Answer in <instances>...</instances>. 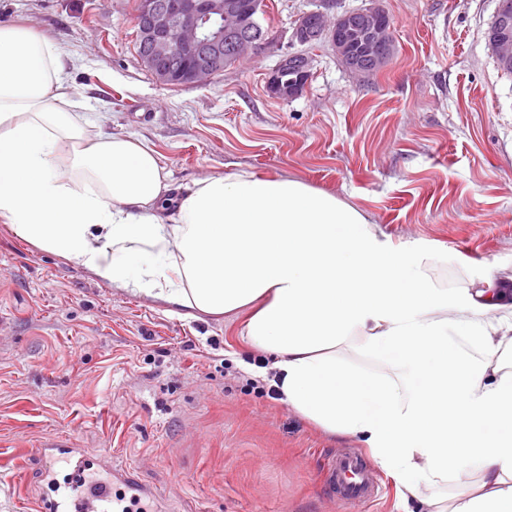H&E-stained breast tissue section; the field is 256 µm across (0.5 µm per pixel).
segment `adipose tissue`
Returning a JSON list of instances; mask_svg holds the SVG:
<instances>
[{"instance_id": "adipose-tissue-1", "label": "adipose tissue", "mask_w": 512, "mask_h": 512, "mask_svg": "<svg viewBox=\"0 0 512 512\" xmlns=\"http://www.w3.org/2000/svg\"><path fill=\"white\" fill-rule=\"evenodd\" d=\"M58 45L0 22V224L191 317L248 312L288 408L353 438L420 512H512V270L448 290L433 252L293 178L174 190L143 140L90 133ZM466 489L446 506L434 489Z\"/></svg>"}]
</instances>
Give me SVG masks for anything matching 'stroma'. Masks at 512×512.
Segmentation results:
<instances>
[{"label": "stroma", "instance_id": "obj_1", "mask_svg": "<svg viewBox=\"0 0 512 512\" xmlns=\"http://www.w3.org/2000/svg\"><path fill=\"white\" fill-rule=\"evenodd\" d=\"M277 41L206 85L167 86L138 61L136 0H0L67 54L92 130L152 145L176 184L242 169L301 180L370 214L393 243L441 253L429 275L464 288L512 268V77L487 43L498 0H339L380 6L396 50L367 77L329 46L293 100L268 73L318 0H266ZM228 317L168 313L0 226V512H37L22 481L60 435L134 467L206 512H406L387 493L346 505L323 482L353 440L322 433L247 383L256 357Z\"/></svg>", "mask_w": 512, "mask_h": 512}]
</instances>
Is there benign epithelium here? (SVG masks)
<instances>
[{"mask_svg":"<svg viewBox=\"0 0 512 512\" xmlns=\"http://www.w3.org/2000/svg\"><path fill=\"white\" fill-rule=\"evenodd\" d=\"M304 15L291 40L313 49L331 47L349 70L369 75L390 59L393 25L378 6L329 19L335 0ZM135 36L140 64L156 80L171 86H202L245 54L275 43L271 29L245 13L240 0H137ZM489 45L504 69L512 67V0H499L488 34ZM313 75V58L304 52L281 57L266 77V90L283 101L303 94Z\"/></svg>","mask_w":512,"mask_h":512,"instance_id":"benign-epithelium-1","label":"benign epithelium"}]
</instances>
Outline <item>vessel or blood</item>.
Returning <instances> with one entry per match:
<instances>
[{"instance_id":"1","label":"vessel or blood","mask_w":512,"mask_h":512,"mask_svg":"<svg viewBox=\"0 0 512 512\" xmlns=\"http://www.w3.org/2000/svg\"><path fill=\"white\" fill-rule=\"evenodd\" d=\"M40 452L45 462L37 483L55 484V467L63 462L70 469V489L38 499V512H185L187 508L184 501L141 482L130 469L107 461L90 464L83 449L73 447L68 438H46ZM326 478L345 502L370 501L383 492L362 456L354 451L337 452Z\"/></svg>"}]
</instances>
